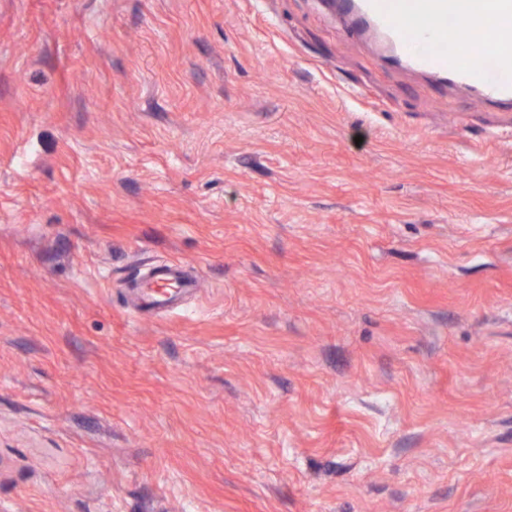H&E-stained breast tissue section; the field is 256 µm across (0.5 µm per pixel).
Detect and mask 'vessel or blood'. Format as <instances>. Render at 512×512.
<instances>
[{
  "mask_svg": "<svg viewBox=\"0 0 512 512\" xmlns=\"http://www.w3.org/2000/svg\"><path fill=\"white\" fill-rule=\"evenodd\" d=\"M352 33L383 37L406 66L447 84L469 88L479 102L512 103V0H336ZM493 19L489 63L470 60L461 47L442 49L449 25ZM178 279L165 271L148 283V299L165 301Z\"/></svg>",
  "mask_w": 512,
  "mask_h": 512,
  "instance_id": "1",
  "label": "vessel or blood"
}]
</instances>
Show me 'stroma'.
Instances as JSON below:
<instances>
[{
  "label": "stroma",
  "instance_id": "35a3bbf8",
  "mask_svg": "<svg viewBox=\"0 0 512 512\" xmlns=\"http://www.w3.org/2000/svg\"><path fill=\"white\" fill-rule=\"evenodd\" d=\"M348 27L0 0V512H512V106ZM165 269L166 271L164 274L153 278L147 284V288L150 290V292L147 293V298L152 304L165 301L166 297L170 293V288L179 283L176 274L169 268Z\"/></svg>",
  "mask_w": 512,
  "mask_h": 512
}]
</instances>
